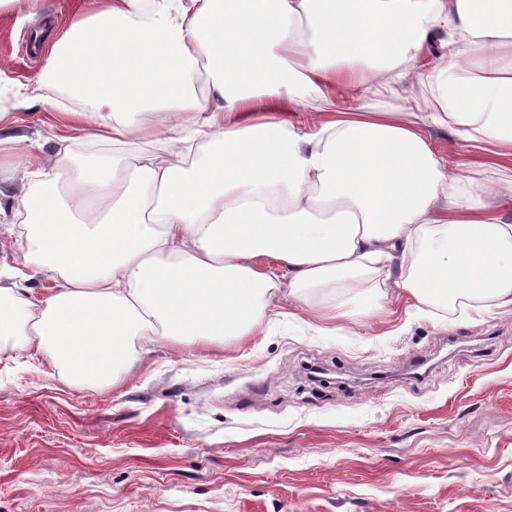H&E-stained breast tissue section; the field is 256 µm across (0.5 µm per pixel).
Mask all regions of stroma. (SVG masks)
I'll list each match as a JSON object with an SVG mask.
<instances>
[{"label":"stroma","mask_w":512,"mask_h":512,"mask_svg":"<svg viewBox=\"0 0 512 512\" xmlns=\"http://www.w3.org/2000/svg\"><path fill=\"white\" fill-rule=\"evenodd\" d=\"M70 2L0 9V81L39 75L24 43L62 34ZM76 105L56 84L25 108L2 94L0 139L170 163L150 140L65 128ZM341 301L349 317L325 319ZM132 362L116 385L74 387L0 341V512H512V307L420 313L363 282L308 306L281 297L223 346Z\"/></svg>","instance_id":"35a3bbf8"}]
</instances>
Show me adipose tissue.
<instances>
[{"mask_svg": "<svg viewBox=\"0 0 512 512\" xmlns=\"http://www.w3.org/2000/svg\"><path fill=\"white\" fill-rule=\"evenodd\" d=\"M105 2L77 8L40 79L85 101V138H154L176 160L80 164L0 140L27 179L0 234L21 217L29 263L55 280L38 296L0 267L1 336L84 386L114 382L134 343L247 336L281 294L386 280L399 258L416 306L512 305V0ZM437 41L436 95L413 100L412 63ZM432 128L484 178L463 181ZM433 149L439 155L448 158L450 162H460L464 159L465 144L453 134L444 129L427 130Z\"/></svg>", "mask_w": 512, "mask_h": 512, "instance_id": "ef3b65f1", "label": "adipose tissue"}]
</instances>
